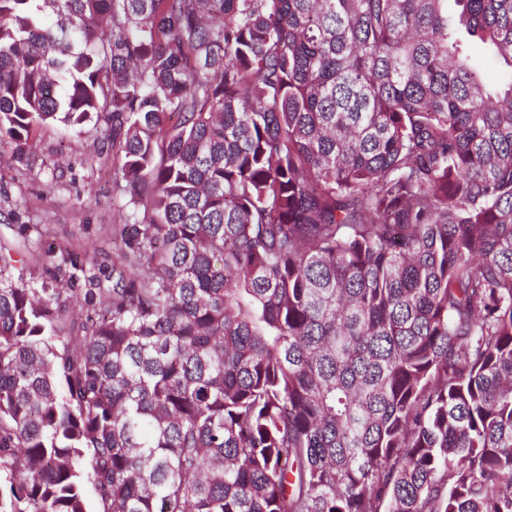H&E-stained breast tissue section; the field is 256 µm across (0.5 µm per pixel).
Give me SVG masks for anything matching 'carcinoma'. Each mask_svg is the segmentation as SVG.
<instances>
[{
    "label": "carcinoma",
    "mask_w": 512,
    "mask_h": 512,
    "mask_svg": "<svg viewBox=\"0 0 512 512\" xmlns=\"http://www.w3.org/2000/svg\"><path fill=\"white\" fill-rule=\"evenodd\" d=\"M453 2L0 0V137L105 116L127 207L0 242V512H512V0Z\"/></svg>",
    "instance_id": "1"
}]
</instances>
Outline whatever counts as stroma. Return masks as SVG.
I'll return each instance as SVG.
<instances>
[{"label": "stroma", "instance_id": "35a3bbf8", "mask_svg": "<svg viewBox=\"0 0 512 512\" xmlns=\"http://www.w3.org/2000/svg\"><path fill=\"white\" fill-rule=\"evenodd\" d=\"M105 128L95 120L77 135L46 126L23 156L9 138L0 139V239L10 237V225L25 224L30 236L100 259L111 252L100 230L122 223L125 206L115 190L120 158H98L107 145Z\"/></svg>", "mask_w": 512, "mask_h": 512}]
</instances>
